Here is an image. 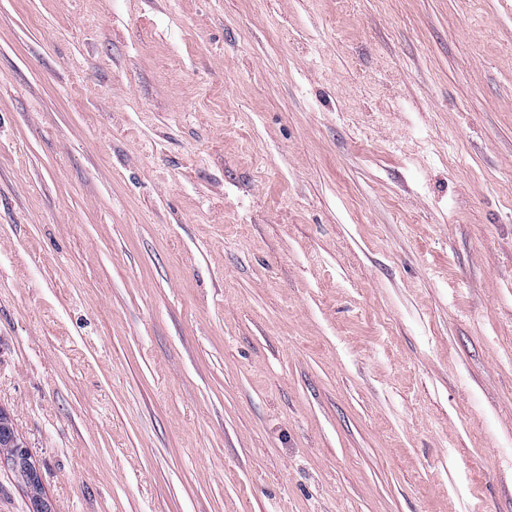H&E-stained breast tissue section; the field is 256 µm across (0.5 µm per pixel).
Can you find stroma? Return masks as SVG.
I'll list each match as a JSON object with an SVG mask.
<instances>
[{
	"instance_id": "stroma-1",
	"label": "stroma",
	"mask_w": 512,
	"mask_h": 512,
	"mask_svg": "<svg viewBox=\"0 0 512 512\" xmlns=\"http://www.w3.org/2000/svg\"><path fill=\"white\" fill-rule=\"evenodd\" d=\"M0 408L54 512H512V0H0Z\"/></svg>"
}]
</instances>
